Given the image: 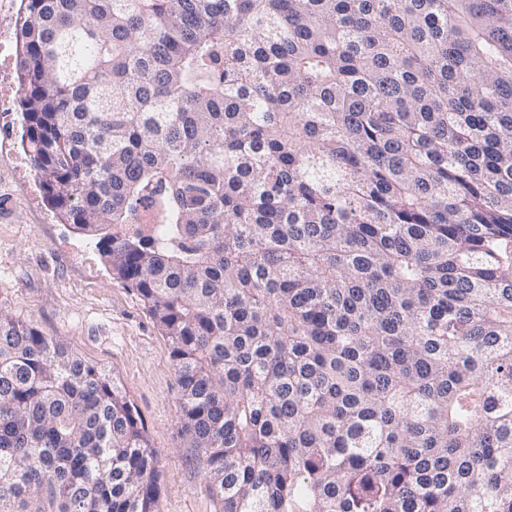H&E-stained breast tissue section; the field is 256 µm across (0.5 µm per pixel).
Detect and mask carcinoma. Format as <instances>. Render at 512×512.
Returning <instances> with one entry per match:
<instances>
[{
    "mask_svg": "<svg viewBox=\"0 0 512 512\" xmlns=\"http://www.w3.org/2000/svg\"><path fill=\"white\" fill-rule=\"evenodd\" d=\"M24 2L33 169L223 512H512V0ZM159 489L117 377L0 308V512Z\"/></svg>",
    "mask_w": 512,
    "mask_h": 512,
    "instance_id": "carcinoma-1",
    "label": "carcinoma"
}]
</instances>
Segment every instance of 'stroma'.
I'll return each mask as SVG.
<instances>
[{"label": "stroma", "mask_w": 512, "mask_h": 512, "mask_svg": "<svg viewBox=\"0 0 512 512\" xmlns=\"http://www.w3.org/2000/svg\"><path fill=\"white\" fill-rule=\"evenodd\" d=\"M0 307L60 337L119 380L159 454L158 512H222L207 466L177 430L178 381L166 338L143 301L96 248L47 204L22 147L15 57H0Z\"/></svg>", "instance_id": "1"}]
</instances>
